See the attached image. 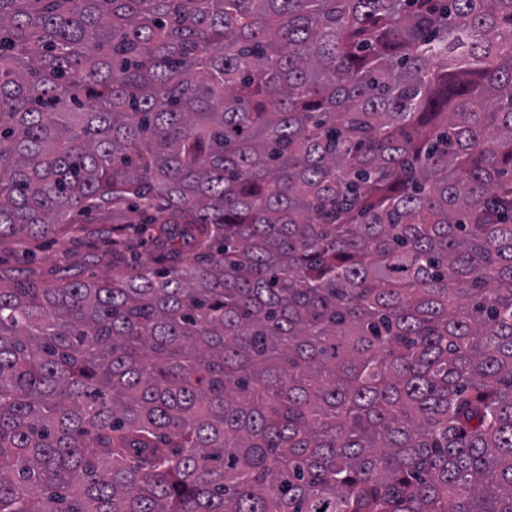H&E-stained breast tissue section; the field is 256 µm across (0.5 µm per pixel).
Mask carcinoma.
Segmentation results:
<instances>
[{
	"label": "carcinoma",
	"mask_w": 512,
	"mask_h": 512,
	"mask_svg": "<svg viewBox=\"0 0 512 512\" xmlns=\"http://www.w3.org/2000/svg\"><path fill=\"white\" fill-rule=\"evenodd\" d=\"M0 512H512V0H0ZM83 231L62 233L32 244H0L2 283L13 277L56 284L112 275L118 256H112V225L80 224ZM108 238L109 243L100 241ZM33 250L32 255L28 250Z\"/></svg>",
	"instance_id": "obj_1"
}]
</instances>
